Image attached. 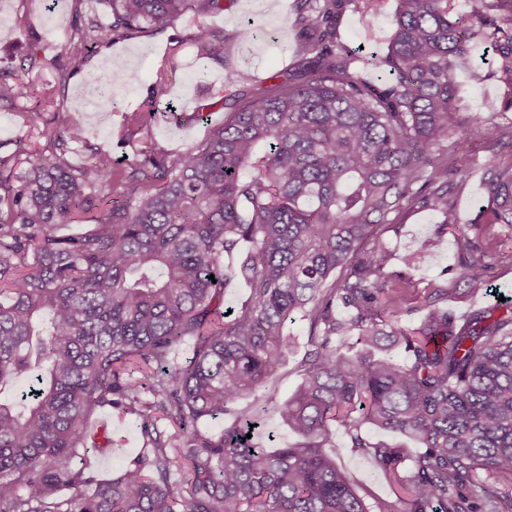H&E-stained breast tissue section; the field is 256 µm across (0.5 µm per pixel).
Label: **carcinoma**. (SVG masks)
Returning <instances> with one entry per match:
<instances>
[{
    "mask_svg": "<svg viewBox=\"0 0 512 512\" xmlns=\"http://www.w3.org/2000/svg\"><path fill=\"white\" fill-rule=\"evenodd\" d=\"M112 21L85 22L64 49L68 83L87 43L164 27L224 0H109ZM296 70L261 94L236 93L224 123L174 155L141 151L123 168L106 152L75 169L69 144L87 129L68 116L27 112L56 146L18 149L27 171L0 167V392L26 377L16 402L0 398V512H370L332 448L336 428L393 484L377 512H512V306L494 304L458 324L438 300L420 326L401 323L409 277L391 280L379 228L416 205L455 223L454 178L472 155L449 139L493 132L462 112L454 70L482 45L512 85V0H396L377 84L356 70L360 50L340 41L349 7L373 20L379 0H296ZM248 43L252 24L226 37L201 24L203 63L224 64V41ZM38 61L34 51L0 73L12 102ZM153 110L127 126L148 127ZM489 224L512 227V159L481 164ZM69 224L84 226L72 234ZM459 226L460 279L489 288L488 254ZM214 279H209V276ZM232 278L246 300L224 307ZM351 310L336 319V302ZM308 323L302 383L278 406L298 441L262 448L236 418L206 423L259 392L295 348L288 319ZM357 337L361 347L348 343ZM194 343L186 364L176 350ZM401 347L404 357L387 354ZM112 407L140 421L141 452L115 476L93 475L90 449L111 445L93 427ZM413 440L419 451L363 432Z\"/></svg>",
    "mask_w": 512,
    "mask_h": 512,
    "instance_id": "obj_1",
    "label": "carcinoma"
}]
</instances>
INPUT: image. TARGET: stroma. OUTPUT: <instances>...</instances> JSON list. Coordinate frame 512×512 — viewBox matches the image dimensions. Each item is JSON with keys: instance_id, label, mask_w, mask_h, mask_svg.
<instances>
[{"instance_id": "1", "label": "stroma", "mask_w": 512, "mask_h": 512, "mask_svg": "<svg viewBox=\"0 0 512 512\" xmlns=\"http://www.w3.org/2000/svg\"><path fill=\"white\" fill-rule=\"evenodd\" d=\"M56 6L66 17L64 26L59 28L49 23V15ZM394 7L395 0H380L379 15L370 24L358 12L346 10L339 22L341 40L349 47L361 48L366 57L374 52L383 53L391 32L389 15ZM111 16L108 0H0V70L9 71L33 47L37 48L40 60L26 75L17 99L9 105L0 104V157L12 154L19 143L33 151H52V144L30 130L22 115L37 110L49 117L60 111L63 100L77 95L89 71L108 76L115 72L125 76L130 72L134 78L130 81L125 78L112 86V93L120 102L118 111L104 112L90 104L71 113V120L85 126L89 136L84 142L71 144L66 154L70 165L84 166L100 150L111 152L123 163L150 146L179 153L201 143L212 125L223 122L225 115L224 110L218 108L211 112L207 121L193 117L196 110L214 102L224 81V71L217 66L212 67L206 77L198 75L200 62L193 41L202 23L227 33L246 21L259 26L260 33L255 41L224 44L225 56L244 74L242 85L247 93L270 86L273 76L294 67L301 57L295 38L283 35L284 26L294 20V0H224L221 12L205 16L190 12L162 28H150L109 44L89 45L82 72L70 79L67 88H60L55 63L73 39L77 27L91 17L106 23ZM161 72L165 73L167 82L164 95L159 96L155 93V84ZM454 81L469 112L479 115L487 126L494 129L512 123V112L504 108L506 100L512 98V87L500 80L491 57L482 55L476 57L473 64L463 65L456 70ZM150 107L157 112L150 129L132 139H123L126 113ZM173 107L188 114V122L176 124L169 115ZM450 199L460 223L480 227L491 263L488 280L492 289L475 291L460 282L457 229H439L438 218L431 211L403 208L396 214L394 225L382 226L381 233L393 253L389 274L408 272L417 283L407 296L409 312L402 318L404 325L420 323L425 300L436 287L447 288L448 309L460 323L498 298L512 299V230L485 223L482 211L487 201L480 174H473L470 180L455 185ZM426 239L431 246L420 266L406 270L402 255ZM286 331L295 336L296 347L262 391L266 410L256 436L259 443L277 447L296 440L295 435L282 426L275 406L301 383L302 359L308 345L305 321L292 319L287 322ZM100 417L112 433L111 451L99 458V470L107 477L116 474L139 454L142 439L133 417L107 409ZM333 441L341 451V464L360 496L370 503L391 499V485L372 460L354 452L344 433H336Z\"/></svg>"}]
</instances>
